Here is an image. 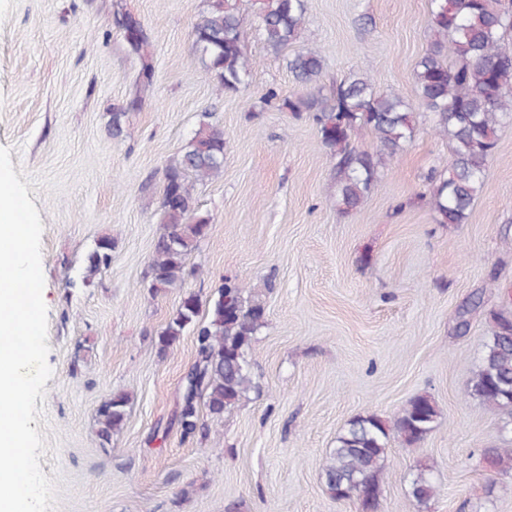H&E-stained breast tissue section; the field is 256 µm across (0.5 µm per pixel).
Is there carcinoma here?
Returning a JSON list of instances; mask_svg holds the SVG:
<instances>
[{
  "label": "carcinoma",
  "instance_id": "1",
  "mask_svg": "<svg viewBox=\"0 0 512 512\" xmlns=\"http://www.w3.org/2000/svg\"><path fill=\"white\" fill-rule=\"evenodd\" d=\"M259 34L266 46L280 52L303 37L305 0H255ZM433 41L416 70L417 105L396 95L380 94L368 73H359L336 86L329 98L312 94L283 100L291 112L312 113L322 143L337 159V198L344 209L358 207L375 181V159H392L411 139L415 111L435 117L436 133L448 139L451 160L435 181L432 209L439 224H463L485 185L488 160L497 149L498 130L512 123V47L503 33L512 28V10L503 0H431ZM243 0H208L192 28V46L219 90L236 93L248 84L251 63L240 38ZM120 24L130 47L142 58L143 83H152L154 67L146 51L140 23L125 14ZM322 57L305 49L288 59V68L302 83L312 82L322 70ZM370 127L379 152L372 156L352 146L355 129ZM224 129L202 114L189 142L166 165L160 201L163 230L154 243L150 267L152 287L178 288L190 273L188 262L198 242L207 236L210 218L199 212L194 182L204 183L224 172ZM114 241L97 240L84 261L89 283L111 261ZM197 295L181 298L157 340L163 355L183 335L194 330L197 358L184 377L175 420L185 437L204 430L200 406L212 421L255 388L249 351L264 326L266 310L246 286L226 277L210 303L207 317L199 318ZM467 395L501 413V429L512 433V316L494 315V327L481 351ZM130 395L112 393L97 409L98 435L106 442L127 419ZM439 410L428 394L412 398L391 420L376 414L360 415L336 437L325 458L322 475L326 489L337 500L356 498L370 512L380 495L390 437L412 445L433 429ZM483 457L503 474H512V448H488ZM410 493L427 504L435 486L427 470L410 480Z\"/></svg>",
  "mask_w": 512,
  "mask_h": 512
}]
</instances>
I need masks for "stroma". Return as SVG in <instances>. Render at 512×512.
Returning <instances> with one entry per match:
<instances>
[{
  "mask_svg": "<svg viewBox=\"0 0 512 512\" xmlns=\"http://www.w3.org/2000/svg\"><path fill=\"white\" fill-rule=\"evenodd\" d=\"M204 7L0 0V146L43 225L52 377L33 426L51 512H364L327 493L329 448L354 417L392 418L424 393L438 405L436 426L413 445L391 438L375 512H512V475L482 460L484 449L512 448V434L465 395L494 314H512V123L498 132L467 223L434 219L429 176L451 153L422 111L362 204L339 211L334 159L312 118L283 100L330 94L364 71L379 93L415 103L431 0H306L301 45L324 59L307 85L288 70L292 49L269 50L245 13L254 67L236 93L217 90L192 48ZM124 13L149 40L151 84L117 23ZM205 111L225 140L223 174L195 187L210 230L189 260L196 274L157 291L164 168ZM103 236L115 242L111 263L82 285L83 257ZM227 276L267 308L251 351L259 388L208 435L187 438L174 413L194 339L184 333L163 355L156 340L183 294L208 304ZM116 390L131 403L105 443L96 412ZM422 464L436 487L426 507L408 493Z\"/></svg>",
  "mask_w": 512,
  "mask_h": 512,
  "instance_id": "35a3bbf8",
  "label": "stroma"
}]
</instances>
